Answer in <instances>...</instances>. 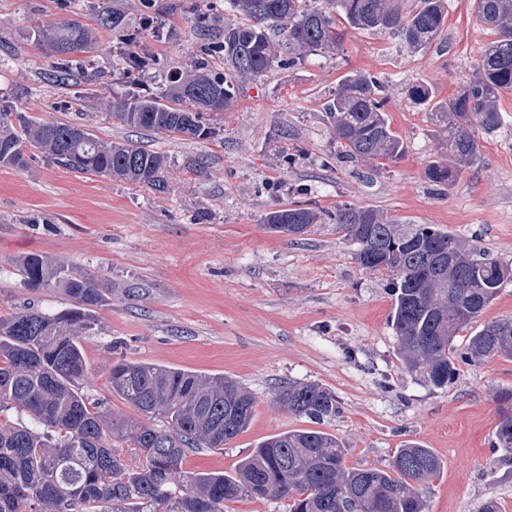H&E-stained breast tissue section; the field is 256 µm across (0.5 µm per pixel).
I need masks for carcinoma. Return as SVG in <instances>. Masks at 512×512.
<instances>
[{"label": "carcinoma", "instance_id": "carcinoma-1", "mask_svg": "<svg viewBox=\"0 0 512 512\" xmlns=\"http://www.w3.org/2000/svg\"><path fill=\"white\" fill-rule=\"evenodd\" d=\"M241 22L224 28V42L201 46L207 58L224 54L231 73L218 76L199 67L158 96H142L137 76L155 60L135 51L139 31L127 34L128 83L112 101V118L134 128L187 139L216 134L204 114L227 109L239 80L293 66L311 55L338 53L346 31L394 30L408 45L431 44L447 17L446 0H420L405 16L397 0H224ZM484 23L498 32L471 78L445 100L425 83L410 97L430 108L443 155L427 168L439 186L453 183L481 162L480 135L501 122L499 100L512 91V0H473ZM100 24L124 29L121 13H98ZM50 53L61 58L90 50V28L75 14L44 31ZM383 81L362 71L348 73L326 112L345 162L396 161L403 142L388 123ZM34 147L77 172L116 177L165 189L166 157L134 144L105 142L89 129L34 120L0 110V165L18 166ZM318 214L305 204L269 212L264 222L278 233L298 236ZM357 245L355 259L371 270L393 273L389 322L405 367L443 389L458 363L512 358V318L482 324L463 347L457 333L478 321L512 278L498 260L465 252L450 232L428 224L398 228L374 209L344 207L332 217ZM23 285L33 294L59 290L70 306L56 312L26 306L0 317V512H224V503L273 498L286 512H425L417 486L438 476L439 457L412 443L397 450L386 469L345 466L347 449L317 429L273 435L244 457L232 475L182 470L188 448H222L249 426L256 399L236 380L119 358L110 367L112 392L135 416L116 417L80 387L87 377L83 333L106 305L104 284L40 253L20 262ZM277 402L292 414L322 424L339 412L336 396L317 383L284 382ZM26 416L13 422L11 410ZM126 443L138 464L112 446ZM494 448L512 460V413H504Z\"/></svg>", "mask_w": 512, "mask_h": 512}]
</instances>
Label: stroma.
I'll return each instance as SVG.
<instances>
[{
    "instance_id": "obj_1",
    "label": "stroma",
    "mask_w": 512,
    "mask_h": 512,
    "mask_svg": "<svg viewBox=\"0 0 512 512\" xmlns=\"http://www.w3.org/2000/svg\"><path fill=\"white\" fill-rule=\"evenodd\" d=\"M97 5L139 27L143 0H0V109L162 152L166 187L76 172L34 150L24 166H0V316L31 303L67 307L61 292L33 295L21 283L16 260L40 252L108 287L81 345L84 389L113 414L133 413L109 382L121 357L237 380L256 399L249 428L224 448L188 451L184 471L232 473L262 439L309 428L275 393L285 381L315 382L339 402L321 429L343 442L347 466L387 468L398 448L417 442L443 465L419 488L426 512H480L490 499L512 512V465L493 451L512 358L460 365L444 389L408 373L389 325L391 273L357 264L355 245L326 218L341 206L374 209L451 232L512 266V92L500 100V128L480 137V165L448 186L426 176L441 142L429 110L408 94L425 82L447 98L496 40L471 0H448L445 28L424 48L410 49L388 30H351L340 55L243 81L232 106L212 118L215 137L191 140L110 117L125 91L123 34L98 28L88 61L56 80L55 60L38 42L41 26L73 14L94 23ZM152 5L159 25L142 29L139 47L156 66L139 91L157 95L202 43L222 42L236 17L224 0ZM350 70L384 78L390 128L405 147L397 162L337 160L326 105ZM297 201L319 212L318 223L294 238L265 226V214Z\"/></svg>"
}]
</instances>
